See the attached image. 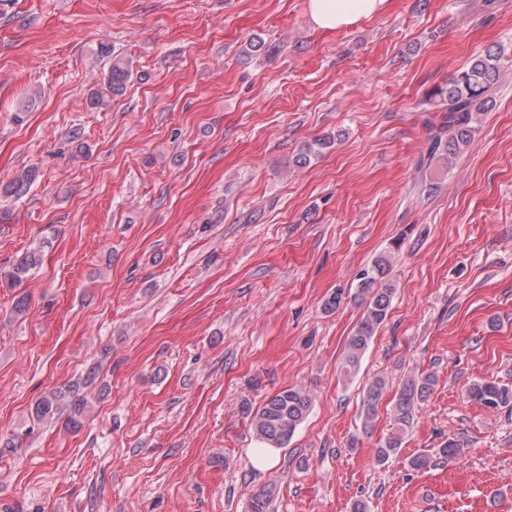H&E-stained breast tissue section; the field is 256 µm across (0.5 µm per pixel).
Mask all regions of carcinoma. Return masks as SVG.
<instances>
[{
    "mask_svg": "<svg viewBox=\"0 0 512 512\" xmlns=\"http://www.w3.org/2000/svg\"><path fill=\"white\" fill-rule=\"evenodd\" d=\"M502 56L492 50L474 57L469 67L448 82L434 97L440 98L448 112L447 121L428 138L429 160L450 159L467 147L475 131L477 113L485 110L492 101V94L500 79ZM132 77L130 64L118 57L112 58L109 66L106 94L121 95ZM37 179V170L29 168L19 176L0 187L5 197H20L26 194ZM36 252H28L13 260L9 269L0 270V288H13L22 282L31 270L39 264ZM357 292L365 303V312L349 336L341 362V373L349 379L355 376L361 366L377 330L386 322L396 286L390 277V260L386 255L376 257L369 266L357 274ZM95 373L87 375L63 390L50 391L41 396L31 409L33 420H49L66 407L69 410L66 425L78 430L90 404L86 388L93 383ZM433 374L408 377L395 395L393 405V431L380 444L377 459L387 461L397 454L402 440L414 424L422 403L435 386ZM387 389V379L376 375L367 384L363 395V428L372 429L378 406ZM466 398L493 409H512V386L496 382L481 381L469 385ZM313 406L308 391L301 386H290L265 399L256 408H247L250 427L255 438L267 448H283L305 422Z\"/></svg>",
    "mask_w": 512,
    "mask_h": 512,
    "instance_id": "obj_1",
    "label": "carcinoma"
}]
</instances>
